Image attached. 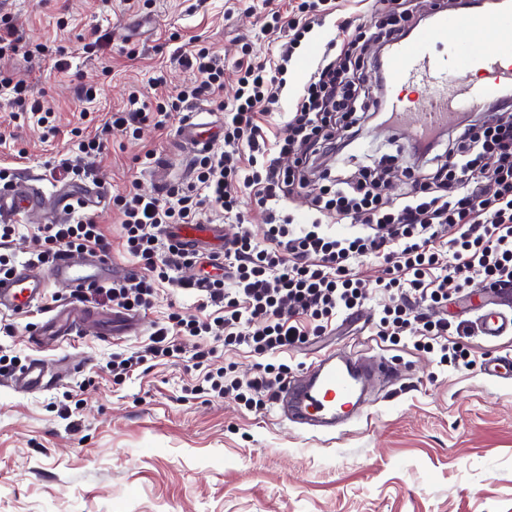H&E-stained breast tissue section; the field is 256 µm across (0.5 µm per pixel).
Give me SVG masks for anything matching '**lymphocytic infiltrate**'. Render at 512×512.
Returning a JSON list of instances; mask_svg holds the SVG:
<instances>
[{"label": "lymphocytic infiltrate", "instance_id": "f902f5d3", "mask_svg": "<svg viewBox=\"0 0 512 512\" xmlns=\"http://www.w3.org/2000/svg\"><path fill=\"white\" fill-rule=\"evenodd\" d=\"M381 8L372 27L343 20L340 62L318 63L311 72L293 112L275 135L264 121L281 107L284 75L297 45L322 15L336 11L335 0H299L291 15L272 11L269 32L281 34L277 58L250 59L240 64L238 95L224 123L221 153L199 155L196 177L172 185L165 198L129 191L116 198L127 252L142 268L139 276L104 286L103 292L122 309L149 310L160 284L183 261L208 266V274L194 281L207 303L219 307L214 321L170 312L158 325L149 344L131 356L112 357L115 376L128 374L147 359L173 356L181 336H205L221 326L224 344L246 347L263 361L248 381L232 368L206 372L212 391L236 393L246 406L274 400L288 374L287 365L269 363V356L288 352L321 335L342 313H352L366 298L363 281L354 272V260L380 259L385 275L376 282L384 291H397L403 302L387 307L378 334L391 343L412 335L416 345L439 351L444 363L466 362L461 343L449 342L446 319L419 320L413 304L434 308L448 300L449 289L465 287L471 274L486 283L512 281V119L491 117L482 124L448 130V162L414 182L401 203L384 199L376 174L364 170L353 181L340 180L332 195L317 200L319 219L297 226L280 219L274 203L287 200L310 177H325L320 160L338 153L336 131L355 125L357 108L382 111L386 84L364 86L360 72L368 61L371 39L394 43L418 26L412 0H379ZM195 70L197 80L175 99L162 96L149 102L131 92L125 107L114 112L106 126L121 134L152 121L165 129L172 113L187 111L193 100L217 97L224 87V67L207 47L194 46L178 58ZM295 157L291 169H281L278 157ZM495 158L488 168L486 158ZM498 186L484 196V178ZM253 195L267 226L264 242L243 231L225 239L222 250L198 254L176 246H162L168 227L197 224L206 212L237 213L241 193ZM347 219L361 232L338 236L325 222ZM41 262L61 254L94 251L109 255L112 244L93 219L49 224L42 230Z\"/></svg>", "mask_w": 512, "mask_h": 512}]
</instances>
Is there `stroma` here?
<instances>
[{"label":"stroma","mask_w":512,"mask_h":512,"mask_svg":"<svg viewBox=\"0 0 512 512\" xmlns=\"http://www.w3.org/2000/svg\"><path fill=\"white\" fill-rule=\"evenodd\" d=\"M373 0H341L337 14L306 34L288 65L281 110L271 127H281L312 69L337 36V18L371 20ZM269 0H0V17L21 38L7 75L27 86L29 98L53 115L49 134L34 118H15L0 105V167L34 176L45 194L33 221L20 222L5 252L14 266L30 265L36 235L54 209V190L96 194L89 215L112 242L115 277L138 271L122 247L116 196L130 185L164 194L170 183L192 178L195 150L180 146V114L166 130L141 124L135 134L103 133L107 112L122 108L132 90L145 96L151 80L177 96L195 80L177 57L201 38L224 63V102L237 90L236 66L245 56L274 57L279 39L264 32ZM62 47L64 69L51 60L27 56L37 44ZM94 86L93 121L80 122V90ZM49 124V125H50ZM102 135L104 149L80 154L70 131ZM359 132L347 159L331 162L332 176L351 179L369 166L383 176V193L397 199L410 179L431 165L412 156L410 130H392L370 113L358 115ZM150 164H142L146 151ZM74 160L77 179L53 177L49 161ZM354 267L370 285L359 311L336 320L299 348L273 356L290 376H301L327 347L357 345L365 356L397 358L406 364L393 385L374 383L368 418L326 433L283 420L273 407L246 408L234 394L192 393L203 371L191 357L213 345L209 336H184L180 351L150 360L118 381L112 355L141 350L158 322L172 310L214 318L187 288L200 268L175 269L152 309L137 312L140 328L128 336H104L86 327L58 346L35 347L32 340L49 312L70 301L68 288L53 285L41 303L23 315L0 312V356L12 359L0 371V512H512V379L482 372L492 355L512 352V335L486 340L476 310L490 296L483 279L471 276L445 306L426 309L429 319L463 323L460 342L470 367L444 365L439 352L382 340L379 319L396 299L374 289L383 268L372 257ZM38 358L54 381L43 389L21 390L11 374Z\"/></svg>","instance_id":"obj_1"}]
</instances>
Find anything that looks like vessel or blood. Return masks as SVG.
<instances>
[{
    "mask_svg": "<svg viewBox=\"0 0 512 512\" xmlns=\"http://www.w3.org/2000/svg\"><path fill=\"white\" fill-rule=\"evenodd\" d=\"M450 29L467 32L462 44L440 48L439 35ZM512 41V11L490 13L481 9L466 12L448 11L439 5L433 25L417 31L411 38L398 42L384 59L390 94L387 108L397 124L413 126L425 136L454 123L457 113L476 112L498 100L512 89V61H505L497 46ZM427 94H419V87ZM417 90L414 98H405L407 90ZM183 138L193 148L207 147L213 134L205 123L187 118L181 126ZM39 202L28 180L0 185V217L30 218ZM171 238L184 248L196 250L204 240L223 239L218 224H177L170 228ZM113 280L105 261L79 264L71 255L59 256L47 276H35L22 269L0 275V310L14 314L27 312L38 303L48 282L70 288H92ZM96 318L103 335H111L116 316L79 300L69 301L54 309L37 333L41 344L61 342L77 334L82 321ZM482 336L493 341L512 334V315L496 310L485 311L479 321ZM361 354L341 346L327 351L310 368L305 381L282 383L275 405L281 417L301 427H333L352 418L369 414V401L362 392ZM483 373L491 378H512V354L488 358Z\"/></svg>",
    "mask_w": 512,
    "mask_h": 512,
    "instance_id": "1",
    "label": "vessel or blood"
}]
</instances>
